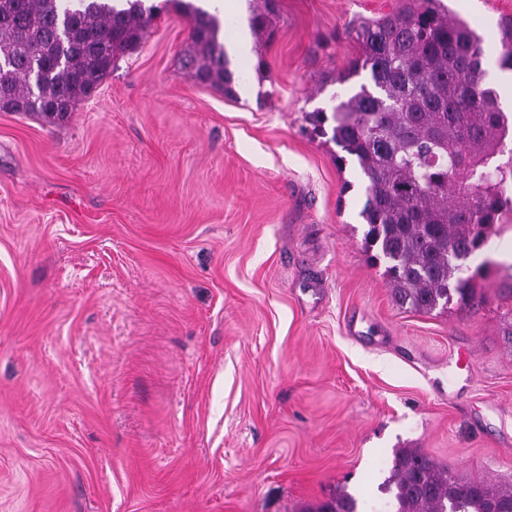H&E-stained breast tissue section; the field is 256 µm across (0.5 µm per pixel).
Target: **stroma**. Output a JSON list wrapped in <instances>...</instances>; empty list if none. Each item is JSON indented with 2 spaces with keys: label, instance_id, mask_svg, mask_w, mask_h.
Listing matches in <instances>:
<instances>
[{
  "label": "stroma",
  "instance_id": "stroma-1",
  "mask_svg": "<svg viewBox=\"0 0 512 512\" xmlns=\"http://www.w3.org/2000/svg\"><path fill=\"white\" fill-rule=\"evenodd\" d=\"M150 2L66 120L0 112V512H384L397 448L512 483V212L474 307H402L360 171L306 122L401 0H276L232 96L183 70L181 0ZM442 3L496 87L512 0ZM358 500L351 494L340 491L336 495L320 502L315 509L307 512H359Z\"/></svg>",
  "mask_w": 512,
  "mask_h": 512
}]
</instances>
